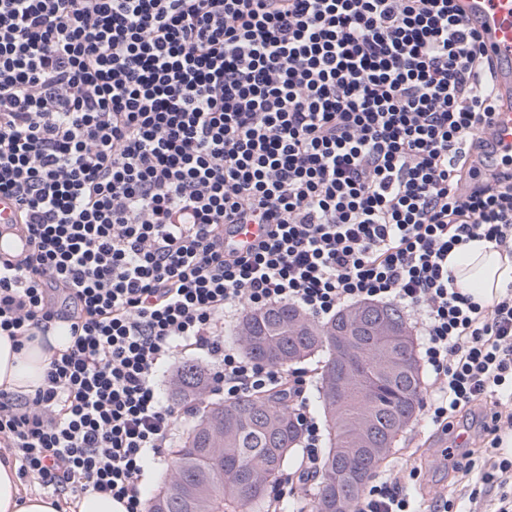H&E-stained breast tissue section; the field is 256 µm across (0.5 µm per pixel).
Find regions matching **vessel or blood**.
Segmentation results:
<instances>
[{"mask_svg":"<svg viewBox=\"0 0 512 512\" xmlns=\"http://www.w3.org/2000/svg\"><path fill=\"white\" fill-rule=\"evenodd\" d=\"M456 5L460 18L478 31L486 54L496 64L493 94L498 107L487 134L490 158L512 157V0H457ZM266 230L263 224H235L224 244L243 253L262 239Z\"/></svg>","mask_w":512,"mask_h":512,"instance_id":"1","label":"vessel or blood"}]
</instances>
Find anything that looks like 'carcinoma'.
<instances>
[{"mask_svg": "<svg viewBox=\"0 0 512 512\" xmlns=\"http://www.w3.org/2000/svg\"><path fill=\"white\" fill-rule=\"evenodd\" d=\"M344 313L317 323L295 306L280 305L245 312L234 331L246 356L274 367L323 358L311 407L323 417L328 437L318 491L304 503L306 512H325L328 493L336 490L341 512H354L397 437L414 422L423 392L421 367L405 370L404 351L369 344L370 332L362 329L351 388L336 393V336L345 329ZM208 380L195 362L177 373L171 398L198 407L170 473L148 491V512H261L267 487L295 460L301 432L286 396L206 398ZM253 481L261 488L244 494Z\"/></svg>", "mask_w": 512, "mask_h": 512, "instance_id": "carcinoma-1", "label": "carcinoma"}]
</instances>
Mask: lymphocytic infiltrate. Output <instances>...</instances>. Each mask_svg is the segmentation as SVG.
<instances>
[{"label": "lymphocytic infiltrate", "instance_id": "obj_1", "mask_svg": "<svg viewBox=\"0 0 512 512\" xmlns=\"http://www.w3.org/2000/svg\"><path fill=\"white\" fill-rule=\"evenodd\" d=\"M492 80L455 0H0V197L31 242L0 257V331L72 336L34 394L0 390L19 475L145 512L185 414L159 377L192 350L225 399L285 389L304 451L283 512L320 474L311 376L226 347L224 315L381 302L417 317L435 429L503 402L479 472L512 512V284L482 306L448 269L473 239L512 249V176L476 167ZM234 224L267 232L240 254ZM420 475H376L355 512H416Z\"/></svg>", "mask_w": 512, "mask_h": 512}]
</instances>
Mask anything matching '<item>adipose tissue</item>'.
Returning a JSON list of instances; mask_svg holds the SVG:
<instances>
[{
    "instance_id": "adipose-tissue-1",
    "label": "adipose tissue",
    "mask_w": 512,
    "mask_h": 512,
    "mask_svg": "<svg viewBox=\"0 0 512 512\" xmlns=\"http://www.w3.org/2000/svg\"><path fill=\"white\" fill-rule=\"evenodd\" d=\"M455 285L474 302L487 304L512 282V258L495 244L471 240L448 256ZM72 343L64 323L56 322L22 349L0 333V389L28 395L44 382L53 354ZM0 512H59L56 499L22 490L17 468L0 462Z\"/></svg>"
}]
</instances>
